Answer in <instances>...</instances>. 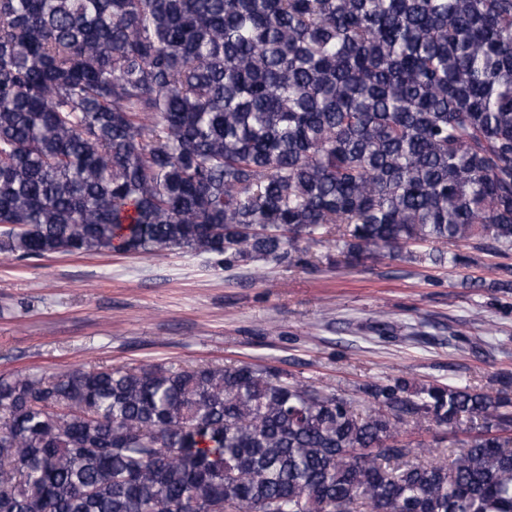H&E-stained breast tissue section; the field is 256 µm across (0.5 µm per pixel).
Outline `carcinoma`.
I'll return each mask as SVG.
<instances>
[{
  "mask_svg": "<svg viewBox=\"0 0 512 512\" xmlns=\"http://www.w3.org/2000/svg\"><path fill=\"white\" fill-rule=\"evenodd\" d=\"M512 250V0H0V253ZM251 363L0 377V512H512V396ZM447 466L405 427L457 428Z\"/></svg>",
  "mask_w": 512,
  "mask_h": 512,
  "instance_id": "1",
  "label": "carcinoma"
}]
</instances>
